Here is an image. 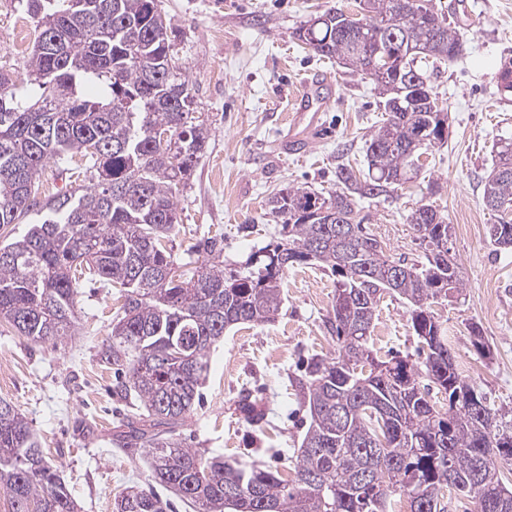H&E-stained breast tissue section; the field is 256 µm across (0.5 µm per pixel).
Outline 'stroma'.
<instances>
[{"instance_id":"stroma-1","label":"stroma","mask_w":512,"mask_h":512,"mask_svg":"<svg viewBox=\"0 0 512 512\" xmlns=\"http://www.w3.org/2000/svg\"><path fill=\"white\" fill-rule=\"evenodd\" d=\"M432 4L463 38L460 58L430 73L448 109V142L428 150L413 182L391 197L361 200L358 207L391 256L413 259L419 248L406 217L419 205L439 206L453 226L451 248L466 287L458 300L434 305V315L465 380L489 403L512 407V252L494 251L488 243L485 227L496 216L482 199L500 141L512 138V110L497 107L493 82L503 56H512V0ZM161 6L210 128L209 149L181 198L173 254L180 263L203 261L193 245L220 233L224 269L239 271L259 248L280 239L282 220L268 209L274 193L302 187L331 194L340 188L338 166L367 168L365 141L382 119L376 91L293 36L311 15L330 8L351 12L356 2L161 0ZM21 30L35 32L23 0H0V68L24 67L25 57L11 49ZM307 79L324 81L329 104L323 135L300 158L280 141L291 98ZM283 289L285 301L274 322L234 327L213 347L201 400L179 434L204 455L265 465L289 477L305 433V410L291 381L312 355L336 354L326 323L336 279L319 264H301L285 274ZM119 306L116 289L89 284L77 298L80 331L74 337L36 343L0 325V398L26 417L81 512H112L116 495L148 483L146 449L112 441L126 403L114 392V372L100 350ZM474 322L489 355L473 344ZM372 339L379 355L414 354L417 339L403 299L384 296ZM249 394L263 400L264 433L240 410Z\"/></svg>"}]
</instances>
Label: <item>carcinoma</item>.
<instances>
[{"label":"carcinoma","mask_w":512,"mask_h":512,"mask_svg":"<svg viewBox=\"0 0 512 512\" xmlns=\"http://www.w3.org/2000/svg\"><path fill=\"white\" fill-rule=\"evenodd\" d=\"M426 0H359L365 29L329 9L295 29L318 56L336 58L372 82L395 104L366 140L368 173L339 167L342 191L327 198L288 187L269 199L284 219L281 238L259 249L243 271L224 272V235L194 245L207 254L195 267L177 266L163 242L179 224V197L207 152L210 132L186 70L173 65L175 43L160 0H26L37 36L25 77L0 72V227L27 224L0 245V322L34 342L70 336L77 296L86 282L118 289L123 304L100 356L124 373L122 396L145 409L121 424L123 447L146 448L150 482L173 489L193 512H386L389 498H406L410 512H448L445 492L472 500L475 512H512V487L485 448L512 449V407L488 406L480 421L456 398L475 392L448 362L454 357L432 304L462 293L459 263L442 269L430 255L448 239L447 218L434 205L423 222L407 221L422 249L416 275L386 285V245L358 219L357 201L388 197L417 173L425 151L447 140L418 143L436 123L437 98L413 96L403 83L382 84L374 72L379 24L411 38L410 69L458 58L462 41L446 26L440 37L421 21ZM62 42L66 51L55 50ZM41 94L19 96L22 85ZM80 155L89 185L63 188L41 202L50 165L69 173ZM512 143L497 151L483 201L497 213L488 225L492 246L512 249ZM346 221L348 238L336 236ZM284 253L272 264L268 254ZM316 262L336 276L327 325L337 355H316L294 384L308 421L292 479L261 465L249 468L222 455L185 447L175 428L200 399L210 348L238 325H263L283 305L282 277ZM406 300L420 362L382 359L371 342L384 294ZM448 407L430 398V387ZM0 491L12 512H78L67 487L45 464L28 422L0 399ZM166 504L129 487L112 512H165Z\"/></svg>","instance_id":"obj_1"}]
</instances>
